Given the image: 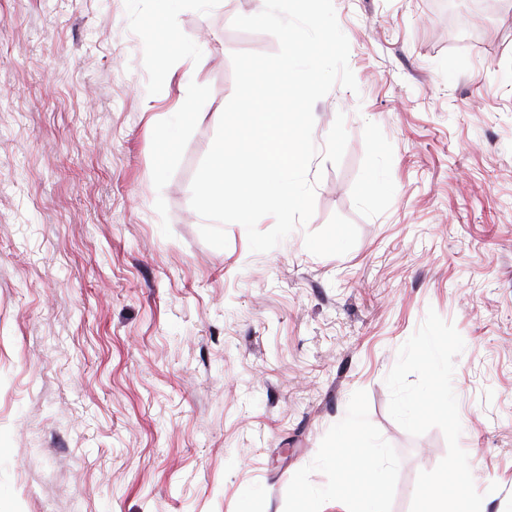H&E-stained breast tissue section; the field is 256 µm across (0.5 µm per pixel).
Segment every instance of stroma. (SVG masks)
Masks as SVG:
<instances>
[{
    "instance_id": "1",
    "label": "stroma",
    "mask_w": 512,
    "mask_h": 512,
    "mask_svg": "<svg viewBox=\"0 0 512 512\" xmlns=\"http://www.w3.org/2000/svg\"><path fill=\"white\" fill-rule=\"evenodd\" d=\"M264 0H0V512H410L447 452L385 378L435 310L481 512H512V0H334L315 208L201 237ZM376 476L336 491L337 456Z\"/></svg>"
}]
</instances>
